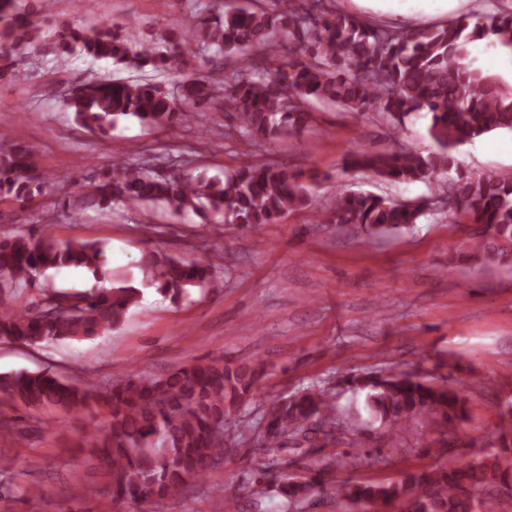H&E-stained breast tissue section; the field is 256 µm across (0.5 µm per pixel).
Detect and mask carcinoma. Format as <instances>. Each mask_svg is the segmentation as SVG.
Returning <instances> with one entry per match:
<instances>
[{
    "label": "carcinoma",
    "instance_id": "obj_1",
    "mask_svg": "<svg viewBox=\"0 0 512 512\" xmlns=\"http://www.w3.org/2000/svg\"><path fill=\"white\" fill-rule=\"evenodd\" d=\"M220 13L197 24L166 51L135 42L110 24L59 31L58 50L80 48L94 60H110L157 74L181 69L180 95L158 83L93 78L66 101L85 129L108 134L122 117L162 126L216 104L241 115L244 144L276 141L307 128L313 102L349 112H376L393 125L414 112L430 115L428 133L436 149L427 155L397 148L374 153L353 150L346 168L370 172L393 183L446 181L451 216L480 225L499 246L478 256L484 263L512 259V176L473 174L458 165L459 145L493 132H512V87L473 66L471 44L512 46V10L465 15L430 27L395 30L373 24L331 5L312 14L301 3L282 0L271 13L262 0L210 3ZM41 30L24 0H0V79L21 78L19 60L40 42ZM245 55L249 65L224 69V58ZM34 149L8 134L0 137V199L27 203L43 194ZM300 177L274 164L251 161L224 178H207L174 168L156 175L137 159L117 157L68 208L82 213L112 203L162 204L179 216L191 212L221 217L227 224L255 229L273 224L310 204ZM429 206L397 202L361 190H347L316 211L320 224L351 226L367 236L408 229ZM104 247L99 242L59 241L18 232L0 237V342L30 347L61 340H91L120 326L140 305L143 289L176 300L205 283L222 265L174 258L151 251L141 259L144 278L118 280L107 288ZM85 270L98 286L81 293L42 292L31 306L18 308L5 289L41 288L53 269ZM260 366L224 359L197 360L160 376L132 371L103 391H90L46 372L0 375V398L27 409L52 407L83 416L102 411L103 429H82L77 447L106 469L116 504H141L182 495L224 462V421L256 397ZM343 383L364 398V411L337 414L324 391L306 389L276 401L262 418L259 447L336 446L357 426L391 434L408 419L427 416L446 427L465 415L466 395L425 377L356 372ZM273 486L296 505L327 487L359 512H509L512 509V426L502 424L498 446L469 461H448L406 471L398 480L348 481L327 485L320 474H282L270 484L260 477L253 494Z\"/></svg>",
    "mask_w": 512,
    "mask_h": 512
}]
</instances>
